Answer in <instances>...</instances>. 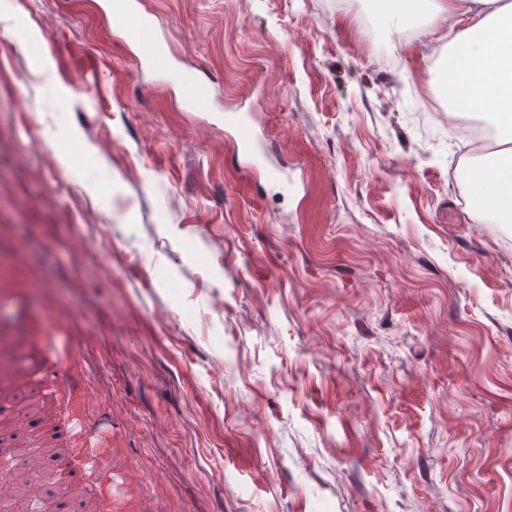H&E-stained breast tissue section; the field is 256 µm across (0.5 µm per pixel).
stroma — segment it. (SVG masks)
I'll return each instance as SVG.
<instances>
[{"instance_id":"35a3bbf8","label":"stroma","mask_w":512,"mask_h":512,"mask_svg":"<svg viewBox=\"0 0 512 512\" xmlns=\"http://www.w3.org/2000/svg\"><path fill=\"white\" fill-rule=\"evenodd\" d=\"M287 188L105 0H0V336L78 374L116 512H512V223H475L428 17L142 0ZM52 100L63 101L49 110ZM86 155L64 170L51 142ZM165 183L164 193L153 190ZM6 418L41 442L30 403ZM372 25L381 33L389 34L413 22L412 14L397 6L398 1L387 4L383 0H366ZM250 114L244 112H227L223 114L224 125L235 128L240 137L243 156L250 161V168L257 171L263 167V161L260 155L254 153V145L258 140L255 128L251 122Z\"/></svg>"}]
</instances>
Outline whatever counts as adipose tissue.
Returning <instances> with one entry per match:
<instances>
[{
  "label": "adipose tissue",
  "mask_w": 512,
  "mask_h": 512,
  "mask_svg": "<svg viewBox=\"0 0 512 512\" xmlns=\"http://www.w3.org/2000/svg\"><path fill=\"white\" fill-rule=\"evenodd\" d=\"M431 25L448 45L445 79L484 113L495 148L466 178L480 224L512 222V0H433Z\"/></svg>",
  "instance_id": "ef3b65f1"
}]
</instances>
